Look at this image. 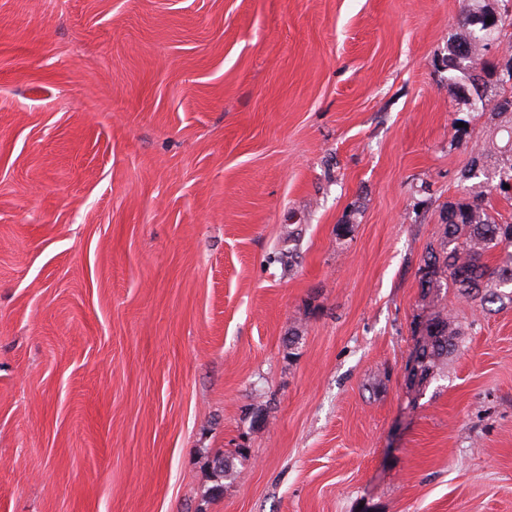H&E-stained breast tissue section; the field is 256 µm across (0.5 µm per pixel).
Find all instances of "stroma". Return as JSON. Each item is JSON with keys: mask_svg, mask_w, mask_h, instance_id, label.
<instances>
[{"mask_svg": "<svg viewBox=\"0 0 512 512\" xmlns=\"http://www.w3.org/2000/svg\"><path fill=\"white\" fill-rule=\"evenodd\" d=\"M468 5L0 0V512H512V305L404 371ZM212 473L215 478V484L212 486L214 494H220L224 489V478L233 475L232 461L224 456V453L214 455L211 460Z\"/></svg>", "mask_w": 512, "mask_h": 512, "instance_id": "35a3bbf8", "label": "stroma"}]
</instances>
